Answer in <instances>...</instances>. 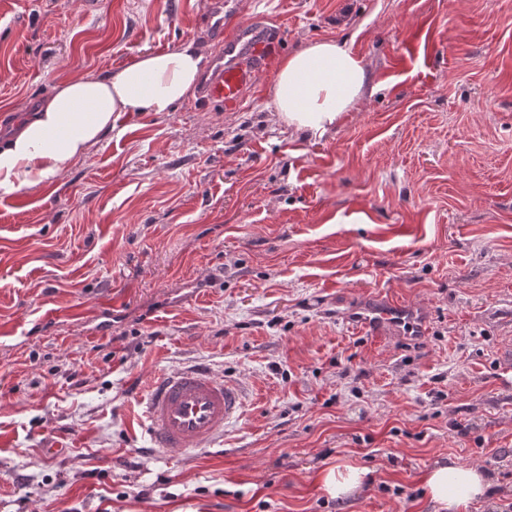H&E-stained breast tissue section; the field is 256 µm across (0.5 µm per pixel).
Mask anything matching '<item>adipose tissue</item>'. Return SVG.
<instances>
[{"instance_id": "ef3b65f1", "label": "adipose tissue", "mask_w": 512, "mask_h": 512, "mask_svg": "<svg viewBox=\"0 0 512 512\" xmlns=\"http://www.w3.org/2000/svg\"><path fill=\"white\" fill-rule=\"evenodd\" d=\"M207 55L187 43L148 51L123 68L81 73L58 82L52 94L0 141V194L48 186L67 166L97 150L124 112H167L193 96ZM373 88L361 57L333 39L310 43L283 60L270 84L279 122L298 132L323 135L354 110ZM367 471L342 464L317 476L331 497L359 489ZM424 487L439 512H467L488 487L475 467L438 464Z\"/></svg>"}]
</instances>
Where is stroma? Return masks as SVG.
<instances>
[{"mask_svg": "<svg viewBox=\"0 0 512 512\" xmlns=\"http://www.w3.org/2000/svg\"><path fill=\"white\" fill-rule=\"evenodd\" d=\"M207 0H0V139L78 72L186 43ZM286 57L346 44L374 93L323 136L236 112L120 115L47 187L0 194V512H436L435 463L512 503V0H239ZM383 296L424 336L353 322ZM208 367L239 417L151 448L137 400ZM367 469L336 499L318 472Z\"/></svg>", "mask_w": 512, "mask_h": 512, "instance_id": "stroma-1", "label": "stroma"}]
</instances>
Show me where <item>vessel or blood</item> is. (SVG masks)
<instances>
[{
    "instance_id": "1",
    "label": "vessel or blood",
    "mask_w": 512,
    "mask_h": 512,
    "mask_svg": "<svg viewBox=\"0 0 512 512\" xmlns=\"http://www.w3.org/2000/svg\"><path fill=\"white\" fill-rule=\"evenodd\" d=\"M276 48V40L264 28L237 25L226 33L224 49L204 78L202 99L228 112L240 109ZM356 320L375 337L426 332L419 308L398 302L369 307L357 313ZM139 403L152 447L170 454L211 445L242 409L238 389L199 366L158 377Z\"/></svg>"
}]
</instances>
